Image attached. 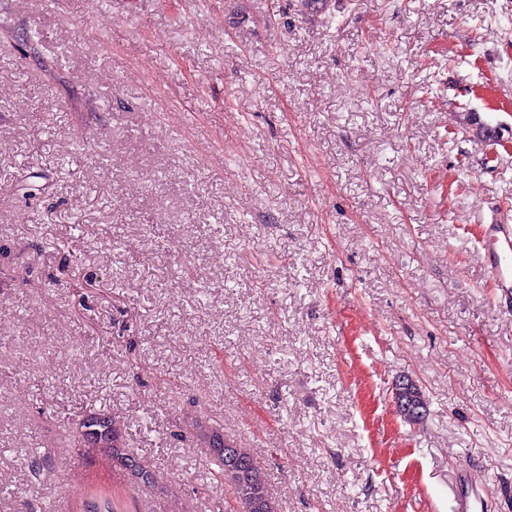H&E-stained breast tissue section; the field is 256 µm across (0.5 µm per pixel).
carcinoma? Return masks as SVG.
<instances>
[{
  "label": "carcinoma",
  "instance_id": "cac0c4a2",
  "mask_svg": "<svg viewBox=\"0 0 512 512\" xmlns=\"http://www.w3.org/2000/svg\"><path fill=\"white\" fill-rule=\"evenodd\" d=\"M79 448L100 451L112 461H118L132 473V479L143 484L152 483V476L130 454L125 446L123 427L117 419L94 414L80 424L75 435ZM210 453L222 463L215 478L223 479L232 488L242 512H280L279 503L270 494L265 471L251 452L239 448L218 433L205 437ZM79 512H123L112 495H87L79 503Z\"/></svg>",
  "mask_w": 512,
  "mask_h": 512
}]
</instances>
